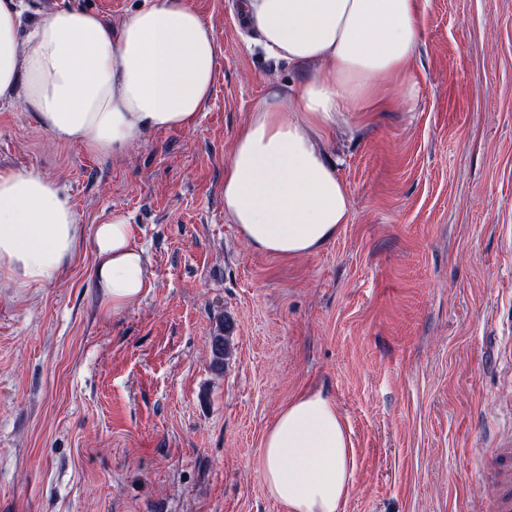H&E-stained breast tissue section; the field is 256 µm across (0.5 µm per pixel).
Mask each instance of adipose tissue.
<instances>
[{
	"mask_svg": "<svg viewBox=\"0 0 512 512\" xmlns=\"http://www.w3.org/2000/svg\"><path fill=\"white\" fill-rule=\"evenodd\" d=\"M424 0H242L241 22L270 55L301 70L271 86L224 168V210L255 250L316 252L352 220L345 182L322 142L347 112L412 104L409 74ZM22 0H0V102L22 101L59 141L107 157L149 130L193 126L214 82L213 30L188 0H144L119 26L82 8L21 30ZM94 280L121 314L153 286L132 225L85 230L61 189L35 170H0V277L56 282L83 238ZM261 478L287 512H341L354 477L350 431L335 403L303 392L262 443Z\"/></svg>",
	"mask_w": 512,
	"mask_h": 512,
	"instance_id": "obj_1",
	"label": "adipose tissue"
}]
</instances>
